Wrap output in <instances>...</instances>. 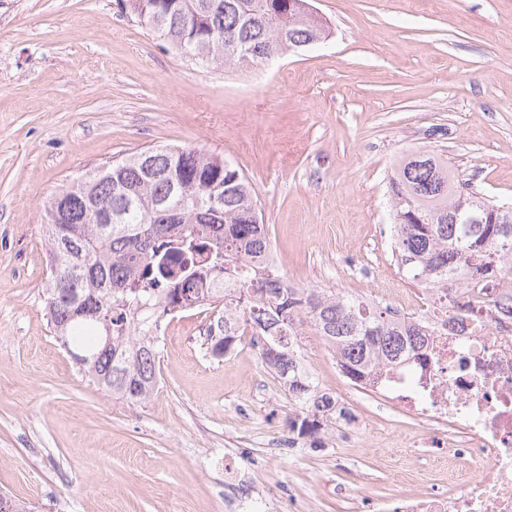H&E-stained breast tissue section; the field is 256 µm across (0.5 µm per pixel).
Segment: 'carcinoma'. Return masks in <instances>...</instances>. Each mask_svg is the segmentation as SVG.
I'll use <instances>...</instances> for the list:
<instances>
[{
	"instance_id": "1",
	"label": "carcinoma",
	"mask_w": 512,
	"mask_h": 512,
	"mask_svg": "<svg viewBox=\"0 0 512 512\" xmlns=\"http://www.w3.org/2000/svg\"><path fill=\"white\" fill-rule=\"evenodd\" d=\"M288 2L121 0L169 49L206 68H240L249 48L258 64L326 38L322 24ZM388 197L397 266L434 292L448 321L501 302V281L512 278V204L484 197L455 180L448 160L420 151L393 165ZM44 210L48 323L67 351L88 357L79 370L117 399L152 397L160 324L205 306L224 310V331L208 336V354L223 358L249 337L288 387V432L313 447L334 419L336 398L304 363V327L353 383L373 376L385 385L426 360L419 322L388 305L290 283L252 184L220 155L137 150L59 189Z\"/></svg>"
}]
</instances>
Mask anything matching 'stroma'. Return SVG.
Here are the masks:
<instances>
[{"mask_svg": "<svg viewBox=\"0 0 512 512\" xmlns=\"http://www.w3.org/2000/svg\"><path fill=\"white\" fill-rule=\"evenodd\" d=\"M311 3L323 44L206 69L117 0H0V490L37 512H228L224 467L245 460L259 494L310 495L314 512H356V473L402 490L418 423L351 390L313 331L305 364L343 411L317 448L286 438L288 391L248 343L206 355L197 330L216 311L164 320L143 403L89 381L45 315V201L153 145L216 152L243 173L292 283L383 304L419 289L391 250L402 155H441L512 201V0Z\"/></svg>", "mask_w": 512, "mask_h": 512, "instance_id": "stroma-1", "label": "stroma"}]
</instances>
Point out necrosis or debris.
<instances>
[{"label": "necrosis or debris", "mask_w": 512, "mask_h": 512, "mask_svg": "<svg viewBox=\"0 0 512 512\" xmlns=\"http://www.w3.org/2000/svg\"><path fill=\"white\" fill-rule=\"evenodd\" d=\"M400 312L427 326L428 363L387 394L447 457L448 488L371 498L366 512H512V314L485 310L451 331L429 294Z\"/></svg>", "instance_id": "obj_1"}]
</instances>
